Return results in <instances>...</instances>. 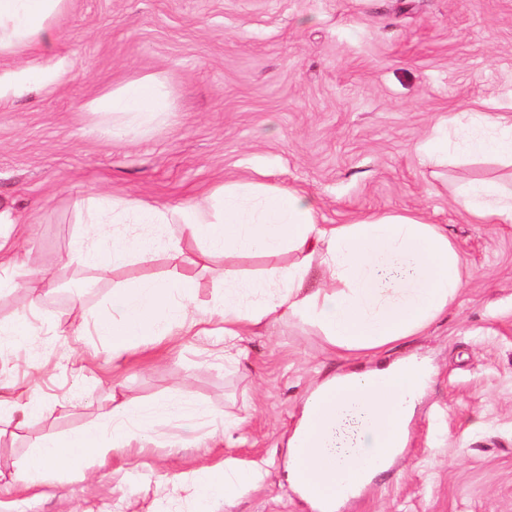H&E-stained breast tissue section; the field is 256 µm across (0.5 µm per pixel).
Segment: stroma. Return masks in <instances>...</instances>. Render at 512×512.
Instances as JSON below:
<instances>
[{"mask_svg": "<svg viewBox=\"0 0 512 512\" xmlns=\"http://www.w3.org/2000/svg\"><path fill=\"white\" fill-rule=\"evenodd\" d=\"M47 52L0 53V212L34 226L32 271L79 285L91 271L71 250L80 204L127 196L186 203L251 180L313 198L318 221L422 215L463 256L464 286L423 335L374 356L331 350L298 321L244 337L238 366L220 336H172L113 359L94 322L113 283L163 276L149 255L59 308L32 283L0 292V322L30 332L0 358V395L41 410L0 434V512H191L204 469H256L257 486L212 512H313L283 479V441L317 381L351 366L414 356L431 380L406 449L337 512H512V223L476 224L458 207L475 180L512 183L491 159L437 164L419 146L449 115L512 101V0H68ZM149 77L166 109L143 124L101 111ZM289 255L188 266L197 303L225 270L256 275ZM188 400L236 420L176 422L131 440L86 478L60 471L24 487L14 476L33 441L104 428L113 397Z\"/></svg>", "mask_w": 512, "mask_h": 512, "instance_id": "35a3bbf8", "label": "stroma"}]
</instances>
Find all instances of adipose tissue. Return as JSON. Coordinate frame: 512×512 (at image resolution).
<instances>
[{"label": "adipose tissue", "instance_id": "1", "mask_svg": "<svg viewBox=\"0 0 512 512\" xmlns=\"http://www.w3.org/2000/svg\"><path fill=\"white\" fill-rule=\"evenodd\" d=\"M65 0H0V52L46 50L57 39L53 17ZM163 104L161 86L143 78L106 97L107 112L150 122ZM512 161V120L484 112L458 113L445 131L434 132L422 150L433 161L449 150ZM485 224L512 223V188L495 182L470 184L456 199ZM88 223L111 218L135 224L136 233H113L105 243L88 235L72 249L100 279L139 257L162 253L165 277L112 287V313L95 322L113 358L182 332L224 339L233 360L241 337L268 324L295 319L324 337L332 348L370 355L424 332L442 316L464 285L465 262L445 228L419 215L371 214L344 224H322L313 200L293 189H270L230 181L199 201L167 207L115 196L85 203ZM0 223V289L30 277L28 241ZM200 257L292 254L288 265L249 278L230 271L215 289L212 306L195 303L196 283L184 270V246ZM423 365L403 359L381 370L351 372L316 384L287 441L285 478L315 507L348 499L356 485L386 471L406 445L414 397L426 384ZM159 416L150 404L116 402L111 432L87 430L64 440H38L17 478L30 485L48 481L51 467L77 478L90 463L124 447L130 434L149 439ZM255 473L209 471L196 481V512L210 500L231 502L248 493Z\"/></svg>", "mask_w": 512, "mask_h": 512}]
</instances>
